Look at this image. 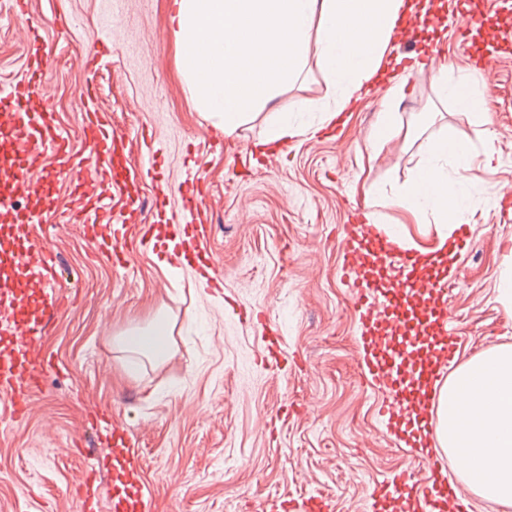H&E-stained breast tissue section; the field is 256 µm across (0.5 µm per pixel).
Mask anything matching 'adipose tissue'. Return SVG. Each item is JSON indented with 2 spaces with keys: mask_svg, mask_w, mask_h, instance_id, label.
<instances>
[{
  "mask_svg": "<svg viewBox=\"0 0 512 512\" xmlns=\"http://www.w3.org/2000/svg\"><path fill=\"white\" fill-rule=\"evenodd\" d=\"M405 0H173L170 17L180 74L199 111L225 136L266 105L300 71L308 42H316L335 117L378 68ZM432 81L440 97L480 124H489L478 73L449 79L440 65ZM471 143L432 136L410 183L391 202L432 217L437 245L445 247L471 207L463 176ZM172 333L155 321L117 338L128 361H161ZM439 446L467 457L466 488L490 505H512V346L482 352L458 366L438 388Z\"/></svg>",
  "mask_w": 512,
  "mask_h": 512,
  "instance_id": "ef3b65f1",
  "label": "adipose tissue"
}]
</instances>
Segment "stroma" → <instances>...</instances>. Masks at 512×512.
<instances>
[{
  "label": "stroma",
  "mask_w": 512,
  "mask_h": 512,
  "mask_svg": "<svg viewBox=\"0 0 512 512\" xmlns=\"http://www.w3.org/2000/svg\"><path fill=\"white\" fill-rule=\"evenodd\" d=\"M172 0H29L17 16L0 0V87L27 78L26 29H36L48 59L42 91L28 112L54 113L83 178L108 171L99 194L104 231L138 224H200L223 290L202 285L184 263L153 249L113 265L87 227L70 221L71 176L43 154L30 181H53L52 206L36 208L34 235L51 250L55 287L65 308L41 338L54 366L42 375L23 422L0 416V512H71V498L106 451L107 412L125 424L145 485V512H270L279 500L327 499L332 512H372V492L404 469H419L416 449L380 433V392L362 363L361 325L341 278V239L358 204L376 189L397 190L412 178L430 134L445 131L484 150L482 132L441 99L427 72L388 73L394 125L378 139L385 94H361L333 122L334 137L282 141L269 163L265 139L272 114L304 109L319 121L331 95L309 46L299 79L257 109L238 135L225 137L194 106L179 73L169 25ZM420 37L439 43L454 75L488 52L482 31L461 44L454 31L459 0H435ZM98 59L95 71L82 59ZM93 84L98 105L130 155L95 157L83 133L80 93ZM496 159L476 158L465 172L474 205L465 216L474 250L448 281L455 364L512 345V305L498 281L512 253V223L497 190L512 185V54L496 57L486 91ZM165 168L151 166V159ZM197 183L201 211L166 201L168 185ZM167 317L173 343L158 363L129 370L114 338L156 314ZM278 330L280 358L265 363L267 338L257 321Z\"/></svg>",
  "instance_id": "stroma-1"
}]
</instances>
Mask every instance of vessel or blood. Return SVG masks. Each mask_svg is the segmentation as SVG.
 <instances>
[{"mask_svg": "<svg viewBox=\"0 0 512 512\" xmlns=\"http://www.w3.org/2000/svg\"><path fill=\"white\" fill-rule=\"evenodd\" d=\"M28 65L29 80L0 99V132L7 136L0 142V228L9 231L8 238L0 241V401L16 421L28 415L32 394L50 365L38 338L65 302L53 288L57 270L52 254L30 234L33 214L18 210L14 197L21 189L45 195V184L32 185L27 180L41 152L58 155L61 168L75 164L51 113H41L36 122L27 119L23 105L39 88L47 60L37 52L30 55ZM82 96L85 137L96 156H111L118 137L105 123L92 87H84ZM197 232L194 224L174 228L186 254L206 273L212 260L196 250ZM342 246L349 257L342 276L353 290V307L364 328L366 369L372 383L387 395L378 405L384 432L400 443L418 442L425 453L423 474L406 471L392 485L377 487L373 508L375 512H439L443 499L463 496L464 491L449 483L447 462L434 439L438 393L432 383L444 376L456 355L447 283L436 270L472 251L474 234L469 225H461L445 258L422 257L401 249L389 236L369 231L360 212ZM101 247L113 264L123 265L133 245L116 228ZM28 279L43 286L33 307L16 298L19 285ZM108 443L112 448L113 512H144V488L128 433L123 427H113Z\"/></svg>", "mask_w": 512, "mask_h": 512, "instance_id": "obj_1", "label": "vessel or blood"}]
</instances>
